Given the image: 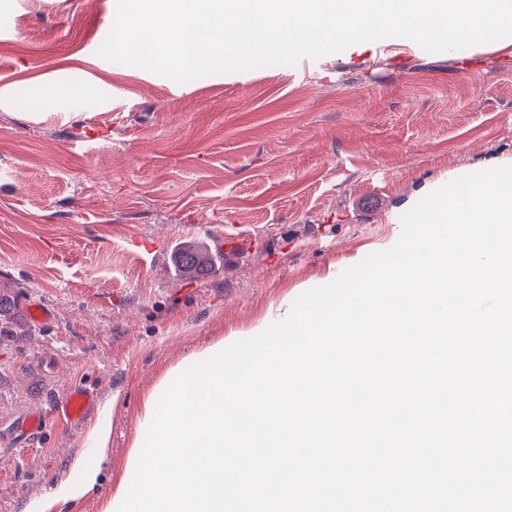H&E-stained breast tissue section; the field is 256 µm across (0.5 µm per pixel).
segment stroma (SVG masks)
Returning <instances> with one entry per match:
<instances>
[{
	"label": "stroma",
	"mask_w": 512,
	"mask_h": 512,
	"mask_svg": "<svg viewBox=\"0 0 512 512\" xmlns=\"http://www.w3.org/2000/svg\"><path fill=\"white\" fill-rule=\"evenodd\" d=\"M116 11L0 0V278L26 286L0 317V512H102L144 400L194 352L393 247L452 176L512 164V47L388 37L179 83L99 56ZM227 233L205 276H179V249ZM75 386L95 396L80 424L13 432ZM85 466L96 490L46 508Z\"/></svg>",
	"instance_id": "1"
}]
</instances>
